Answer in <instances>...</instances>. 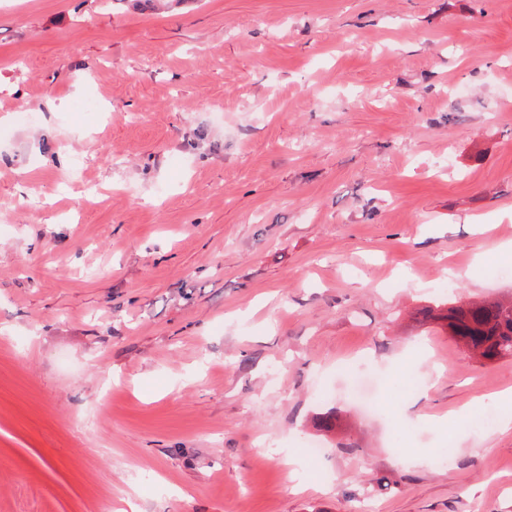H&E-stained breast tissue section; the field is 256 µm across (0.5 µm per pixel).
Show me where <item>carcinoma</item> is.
Instances as JSON below:
<instances>
[{
	"mask_svg": "<svg viewBox=\"0 0 512 512\" xmlns=\"http://www.w3.org/2000/svg\"><path fill=\"white\" fill-rule=\"evenodd\" d=\"M450 333L478 352L477 359L512 356V304L482 300L451 306L443 315Z\"/></svg>",
	"mask_w": 512,
	"mask_h": 512,
	"instance_id": "1",
	"label": "carcinoma"
}]
</instances>
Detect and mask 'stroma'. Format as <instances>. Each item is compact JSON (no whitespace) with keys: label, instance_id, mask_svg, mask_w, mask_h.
Masks as SVG:
<instances>
[{"label":"stroma","instance_id":"35a3bbf8","mask_svg":"<svg viewBox=\"0 0 512 512\" xmlns=\"http://www.w3.org/2000/svg\"><path fill=\"white\" fill-rule=\"evenodd\" d=\"M508 244L512 0H0V512H512ZM459 342L478 352L476 359L495 361L512 356V304L499 300L448 307L442 316Z\"/></svg>","mask_w":512,"mask_h":512}]
</instances>
